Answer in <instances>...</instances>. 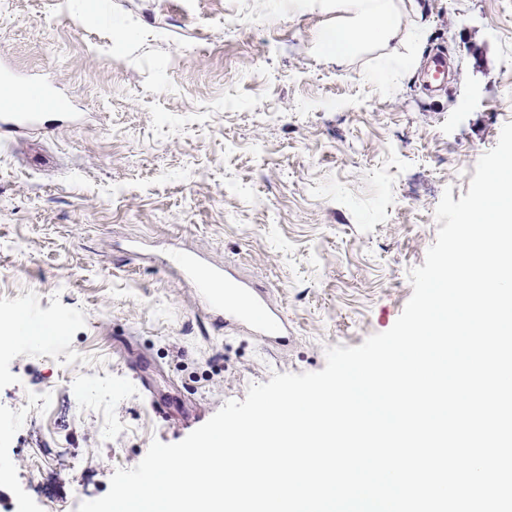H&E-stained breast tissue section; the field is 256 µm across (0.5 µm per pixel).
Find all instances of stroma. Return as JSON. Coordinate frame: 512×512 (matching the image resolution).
<instances>
[{
  "label": "stroma",
  "mask_w": 512,
  "mask_h": 512,
  "mask_svg": "<svg viewBox=\"0 0 512 512\" xmlns=\"http://www.w3.org/2000/svg\"><path fill=\"white\" fill-rule=\"evenodd\" d=\"M0 0V53L70 95L0 140V512H76L273 373L389 330L512 122V0H394L403 35L326 58L336 0ZM449 51L427 92L430 54ZM265 288L273 349L214 324L170 264ZM17 333L30 335L36 339L41 334L38 331H29L27 323L19 316L17 312L0 310V345L3 346L11 342Z\"/></svg>",
  "instance_id": "35a3bbf8"
}]
</instances>
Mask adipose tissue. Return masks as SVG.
Listing matches in <instances>:
<instances>
[{"label":"adipose tissue","instance_id":"adipose-tissue-1","mask_svg":"<svg viewBox=\"0 0 512 512\" xmlns=\"http://www.w3.org/2000/svg\"><path fill=\"white\" fill-rule=\"evenodd\" d=\"M393 0H342L348 22L335 30L321 33L319 44L336 61L349 58L368 41H389L400 36L392 21Z\"/></svg>","mask_w":512,"mask_h":512}]
</instances>
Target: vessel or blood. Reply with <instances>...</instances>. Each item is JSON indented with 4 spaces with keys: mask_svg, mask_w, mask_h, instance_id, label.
Here are the masks:
<instances>
[{
    "mask_svg": "<svg viewBox=\"0 0 512 512\" xmlns=\"http://www.w3.org/2000/svg\"><path fill=\"white\" fill-rule=\"evenodd\" d=\"M65 107L64 98L48 82L22 80L0 68V134L48 123L51 115ZM173 262L193 282L198 298L212 311L216 323L247 332L267 344L287 339L288 320L271 305L262 289L194 253L176 255Z\"/></svg>",
    "mask_w": 512,
    "mask_h": 512,
    "instance_id": "b4317fda",
    "label": "vessel or blood"
}]
</instances>
